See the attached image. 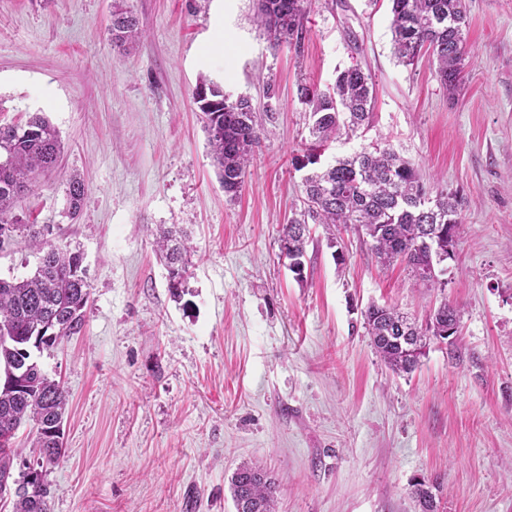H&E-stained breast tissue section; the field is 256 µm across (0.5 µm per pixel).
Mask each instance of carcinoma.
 Segmentation results:
<instances>
[{
	"label": "carcinoma",
	"instance_id": "1",
	"mask_svg": "<svg viewBox=\"0 0 512 512\" xmlns=\"http://www.w3.org/2000/svg\"><path fill=\"white\" fill-rule=\"evenodd\" d=\"M257 18L269 39L303 47L311 0H257ZM391 31L397 59L411 65L423 53L432 55L441 84L453 97L464 79L467 14L464 0H391ZM112 43L117 48L139 39L138 21L114 0ZM300 97L312 117L313 141L294 159L303 177L300 217L282 225L280 241L288 243L289 268L302 275L308 221L326 227L351 229L369 239L370 249L384 265L400 263L417 281L444 288V262L454 257L455 228L461 200L441 190L431 194L417 167L389 147L372 146L321 164L320 148L341 133L354 134L371 125L374 96L369 75L359 67L340 72L327 89L303 87ZM195 103L203 114L211 158L219 170L224 192L237 196L254 148L265 134L251 100L233 99L206 80L197 85ZM61 153L58 130L36 113L23 125H0V247L19 233L32 239L44 236L35 224H20L13 216L15 202L36 186L37 176L56 165ZM88 189L82 179L67 182L68 214L79 216ZM157 250L165 260L171 296L181 297L190 266V246L174 227L160 230ZM90 284L82 255L47 244L34 274L0 279V498L8 497L12 512H48L47 475L62 453L57 434L68 405L61 382L32 365L33 350L41 351L82 332ZM365 325L381 360L395 373H409L418 365L432 339L459 325V310L442 302L421 327L390 306L372 304L364 312ZM30 424L39 448L36 462L23 465L13 478L19 449L17 430ZM437 482L417 481L412 495L419 512H438L432 488ZM236 512H276L277 485L257 463H243L230 479Z\"/></svg>",
	"mask_w": 512,
	"mask_h": 512
}]
</instances>
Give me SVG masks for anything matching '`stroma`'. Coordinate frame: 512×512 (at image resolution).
Returning a JSON list of instances; mask_svg holds the SVG:
<instances>
[{"label": "stroma", "instance_id": "stroma-1", "mask_svg": "<svg viewBox=\"0 0 512 512\" xmlns=\"http://www.w3.org/2000/svg\"><path fill=\"white\" fill-rule=\"evenodd\" d=\"M112 2L0 0V123L41 112L64 143L14 213L80 249L90 284L81 334L34 354L69 392L49 512H235L229 479L250 461L276 478L277 512H417V479L438 481L440 512H512V0H465L453 98L432 57H394L389 0H312L299 52L272 45L256 0H125L142 38L119 49ZM354 65L374 84L372 124L321 159L387 144L458 193L444 291L382 268L356 234L330 247L319 224L302 275L281 254L302 209L292 159L311 141L298 87ZM203 79L275 113L233 199L193 99ZM75 173L88 195L73 220ZM162 224L193 248L178 300L154 251ZM37 257L15 238L0 277ZM444 300L462 312L461 359L434 340L392 372L366 308L422 322Z\"/></svg>", "mask_w": 512, "mask_h": 512}]
</instances>
